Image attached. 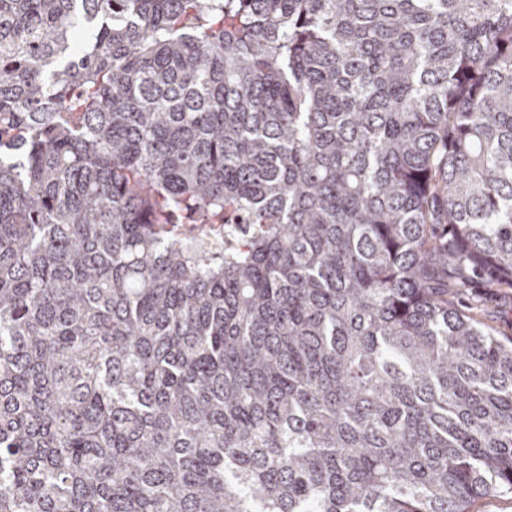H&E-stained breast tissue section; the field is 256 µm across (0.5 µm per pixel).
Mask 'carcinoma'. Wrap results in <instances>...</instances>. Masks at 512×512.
I'll list each match as a JSON object with an SVG mask.
<instances>
[{"mask_svg": "<svg viewBox=\"0 0 512 512\" xmlns=\"http://www.w3.org/2000/svg\"><path fill=\"white\" fill-rule=\"evenodd\" d=\"M476 286L512 289V0H0V512L512 494Z\"/></svg>", "mask_w": 512, "mask_h": 512, "instance_id": "cac0c4a2", "label": "carcinoma"}]
</instances>
